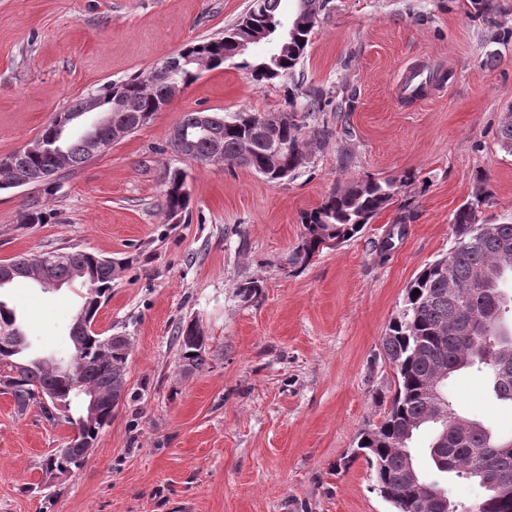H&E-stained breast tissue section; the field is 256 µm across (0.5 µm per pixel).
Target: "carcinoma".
<instances>
[{
    "label": "carcinoma",
    "mask_w": 512,
    "mask_h": 512,
    "mask_svg": "<svg viewBox=\"0 0 512 512\" xmlns=\"http://www.w3.org/2000/svg\"><path fill=\"white\" fill-rule=\"evenodd\" d=\"M296 6L285 36L280 19L282 0H252L246 15L218 38L203 40L167 58L185 86L196 81L195 67L185 58L205 53L215 69L227 61L240 59L257 83L288 78L295 93L288 99V116L283 112H237L231 116L214 115L212 131L200 130L197 113H186L169 135V150L185 159L203 162V158L219 152L224 160L238 162L262 174L271 182H279L306 167L309 150L326 141L331 134L327 126H309L329 104L323 91L306 89L298 68L319 14L328 0H294ZM474 14L488 25L494 44L512 41V28L496 22L500 11L497 0H469ZM264 34L263 42L274 44L272 52L248 61L238 52L235 40ZM101 108L112 110V124L124 125L134 133L143 123L123 109L132 100L143 111H153L167 101L164 81L148 70L136 77L112 83L99 90ZM288 145V150L272 155L273 142ZM68 160L66 170H73L92 159L85 147L84 136L72 137L64 145ZM55 170L56 160L49 154L22 155L13 152L0 158V189L10 187L15 172ZM413 181L411 175L401 179L371 178L351 181L336 189L314 212L307 215L301 242L288 257V264L304 267L328 242H345L358 234L366 224L394 204L402 187ZM166 215L174 219L189 209L185 190V172L174 168L164 182ZM491 200L486 178L477 179L470 200L453 213L451 224L455 245L448 254L424 267L406 291L402 315L394 319L382 336L383 353L394 371L395 388L386 415L380 423L361 433L357 453L371 464L377 490L394 512H444L435 492L434 482L406 480L408 455L399 451L397 440L408 433L415 435L424 428L434 431L430 447L445 442V462L430 456L435 469L468 480H480L478 470L496 469L509 480L496 488L485 489L484 497L469 506L457 504L456 512H512V453L490 455L491 448H512V437L495 435L476 419L456 414L446 404L448 418L433 420L434 411L427 384L439 370L447 377L467 369L486 367L492 378L491 397L495 402L512 404V324L505 314L512 309V293L501 288L512 279V222L488 223L481 220L482 208ZM119 263L84 250L64 253L63 260L51 269V276L69 282L80 269L88 272L85 296L79 315L82 322L70 328L73 354L62 371H53L41 356H28L27 346L17 345L25 337L14 308L0 300V367L1 376L11 379L8 394L18 411L33 402H41L48 391L52 399L43 406L51 419L59 418L73 427L75 446L72 453L55 461L56 470L66 475L84 463L82 445L95 443L100 431L112 422V411L122 400V372L131 351L129 339L105 351L106 337L90 330L92 323L112 289V279ZM455 287V300L448 301V285ZM419 290L412 296L413 290ZM182 359L190 365L202 362L205 336L191 325L179 329ZM95 391L104 399L112 398V406L94 421L74 419L69 415L74 399Z\"/></svg>",
    "instance_id": "cac0c4a2"
}]
</instances>
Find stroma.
Listing matches in <instances>:
<instances>
[{"label": "stroma", "mask_w": 512, "mask_h": 512, "mask_svg": "<svg viewBox=\"0 0 512 512\" xmlns=\"http://www.w3.org/2000/svg\"><path fill=\"white\" fill-rule=\"evenodd\" d=\"M251 0H0V157L58 113L160 64L190 43L223 36ZM429 77L422 99L401 98L407 64ZM305 85L341 104L326 112V145L295 176L270 182L239 163L175 156L170 132L185 113L277 112L290 81L255 82L230 64L203 72L135 133L76 170L52 194L0 190V263L84 249L128 259L95 328L128 337L126 390L85 463L54 482L41 476L68 424L38 404L17 411L0 394V512H391L364 457L360 433L378 424L394 392L380 349L409 282L454 244L450 220L477 175L492 193L484 220L512 221V154L498 131L512 114V44L494 48L467 0H330L305 51ZM187 173L190 213L164 216L167 169ZM413 174L395 206L302 268L288 257L307 214L353 179ZM47 214L24 224L30 198ZM412 218L386 261L373 242L398 208ZM261 290L240 296L239 284ZM85 290L23 283L0 291L32 353L69 358V327ZM197 323L202 365L176 339ZM489 375L448 383L453 407L512 435V407L490 401ZM429 432L412 443L416 465L451 499L482 488L438 473Z\"/></svg>", "instance_id": "35a3bbf8"}]
</instances>
